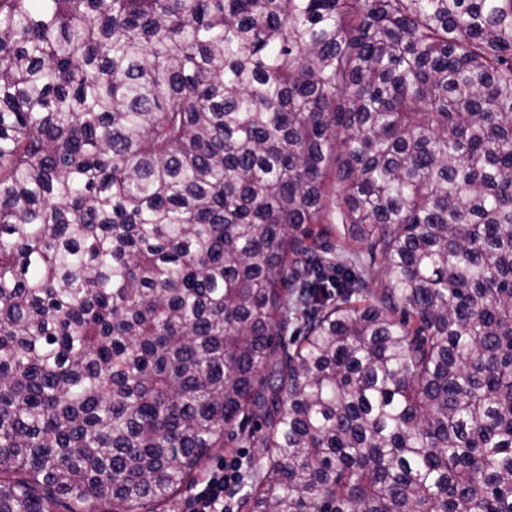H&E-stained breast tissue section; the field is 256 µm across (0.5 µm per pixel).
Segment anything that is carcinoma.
<instances>
[{"label":"carcinoma","instance_id":"cac0c4a2","mask_svg":"<svg viewBox=\"0 0 512 512\" xmlns=\"http://www.w3.org/2000/svg\"><path fill=\"white\" fill-rule=\"evenodd\" d=\"M247 412L244 512H512V0H0V512Z\"/></svg>","mask_w":512,"mask_h":512}]
</instances>
